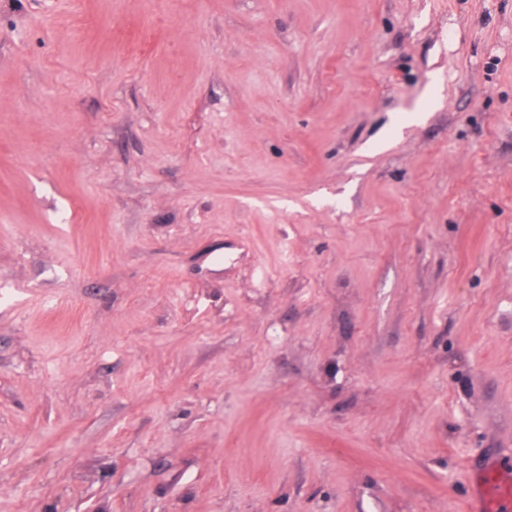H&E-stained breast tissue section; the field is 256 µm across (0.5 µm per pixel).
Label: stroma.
<instances>
[{
	"label": "stroma",
	"instance_id": "obj_1",
	"mask_svg": "<svg viewBox=\"0 0 512 512\" xmlns=\"http://www.w3.org/2000/svg\"><path fill=\"white\" fill-rule=\"evenodd\" d=\"M0 0V512H462L512 460V0Z\"/></svg>",
	"mask_w": 512,
	"mask_h": 512
}]
</instances>
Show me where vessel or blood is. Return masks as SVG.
<instances>
[{
	"label": "vessel or blood",
	"mask_w": 512,
	"mask_h": 512,
	"mask_svg": "<svg viewBox=\"0 0 512 512\" xmlns=\"http://www.w3.org/2000/svg\"><path fill=\"white\" fill-rule=\"evenodd\" d=\"M472 490L466 512H512V464L480 452L472 453L466 468Z\"/></svg>",
	"instance_id": "b4317fda"
}]
</instances>
